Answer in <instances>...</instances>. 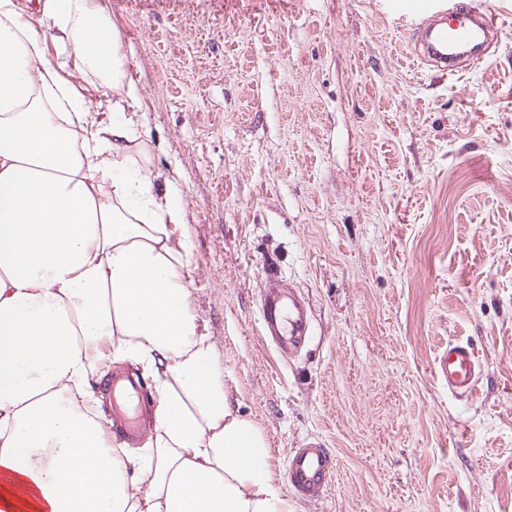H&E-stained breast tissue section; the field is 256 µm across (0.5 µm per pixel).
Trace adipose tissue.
<instances>
[{
	"instance_id": "adipose-tissue-1",
	"label": "adipose tissue",
	"mask_w": 512,
	"mask_h": 512,
	"mask_svg": "<svg viewBox=\"0 0 512 512\" xmlns=\"http://www.w3.org/2000/svg\"><path fill=\"white\" fill-rule=\"evenodd\" d=\"M78 71L136 102L98 0H48ZM46 32L0 0V512H289L266 441L233 409L190 308L181 207L127 171L124 122L45 55ZM154 381L152 429L113 447L95 386L113 363Z\"/></svg>"
}]
</instances>
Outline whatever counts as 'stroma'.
I'll list each match as a JSON object with an SVG mask.
<instances>
[{
	"label": "stroma",
	"mask_w": 512,
	"mask_h": 512,
	"mask_svg": "<svg viewBox=\"0 0 512 512\" xmlns=\"http://www.w3.org/2000/svg\"><path fill=\"white\" fill-rule=\"evenodd\" d=\"M443 78L382 0H118L136 165L182 208L190 307L277 479L321 440L337 473L291 512H512V0ZM314 313L260 333L268 266ZM474 348L476 390L437 371Z\"/></svg>",
	"instance_id": "1"
}]
</instances>
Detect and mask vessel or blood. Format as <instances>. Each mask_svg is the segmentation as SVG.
Returning a JSON list of instances; mask_svg holds the SVG:
<instances>
[{
    "label": "vessel or blood",
    "instance_id": "1",
    "mask_svg": "<svg viewBox=\"0 0 512 512\" xmlns=\"http://www.w3.org/2000/svg\"><path fill=\"white\" fill-rule=\"evenodd\" d=\"M388 3L395 14L409 19L412 56L433 63L445 76L459 72L467 61L482 60L487 47L501 34L496 15L476 0L462 8L449 5L447 0ZM312 322L311 306L300 289L286 283L276 269H269L260 303L262 336L281 354L291 357L307 347ZM480 368L473 348L461 344L449 345L439 360V372L449 391L460 395L477 384ZM103 387L113 434L125 447L139 446L152 425L154 409L140 374L129 367L113 368ZM335 467L323 445L304 444L288 455V483L300 499L320 498L331 485Z\"/></svg>",
    "mask_w": 512,
    "mask_h": 512
}]
</instances>
